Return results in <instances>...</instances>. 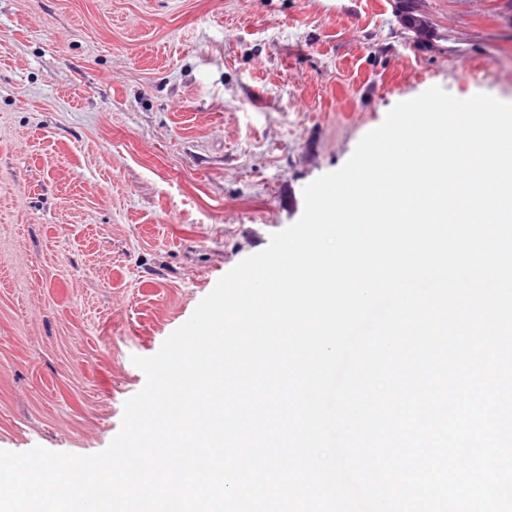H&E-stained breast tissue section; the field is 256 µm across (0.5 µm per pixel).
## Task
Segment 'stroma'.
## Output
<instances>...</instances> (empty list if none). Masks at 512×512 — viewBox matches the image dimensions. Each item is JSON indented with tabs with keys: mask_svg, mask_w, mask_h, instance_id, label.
I'll use <instances>...</instances> for the list:
<instances>
[{
	"mask_svg": "<svg viewBox=\"0 0 512 512\" xmlns=\"http://www.w3.org/2000/svg\"><path fill=\"white\" fill-rule=\"evenodd\" d=\"M0 0V449L90 455L399 102H512V0ZM396 17L402 27L416 35L417 42L429 46L426 42L429 36L430 23L420 12L417 0H398Z\"/></svg>",
	"mask_w": 512,
	"mask_h": 512,
	"instance_id": "stroma-1",
	"label": "stroma"
}]
</instances>
